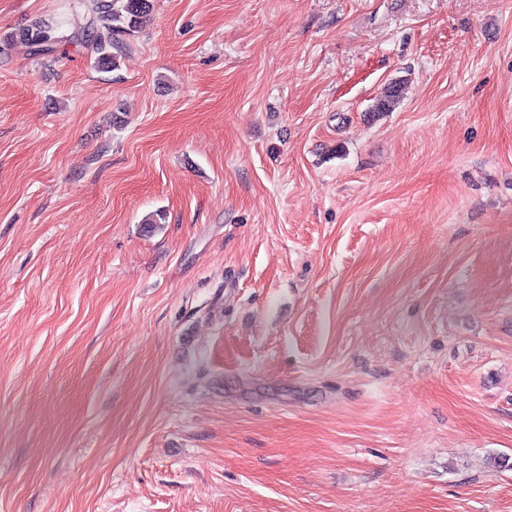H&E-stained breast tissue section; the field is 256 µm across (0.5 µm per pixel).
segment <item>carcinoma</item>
I'll return each mask as SVG.
<instances>
[{"label": "carcinoma", "instance_id": "carcinoma-1", "mask_svg": "<svg viewBox=\"0 0 512 512\" xmlns=\"http://www.w3.org/2000/svg\"><path fill=\"white\" fill-rule=\"evenodd\" d=\"M87 15L86 26L77 32L58 22H42L17 33L37 55H50L68 44L90 50L95 63L103 69L117 67L124 38L144 23L154 7V0H78ZM403 80L388 83L377 99L372 113L380 116L395 109L401 99Z\"/></svg>", "mask_w": 512, "mask_h": 512}]
</instances>
